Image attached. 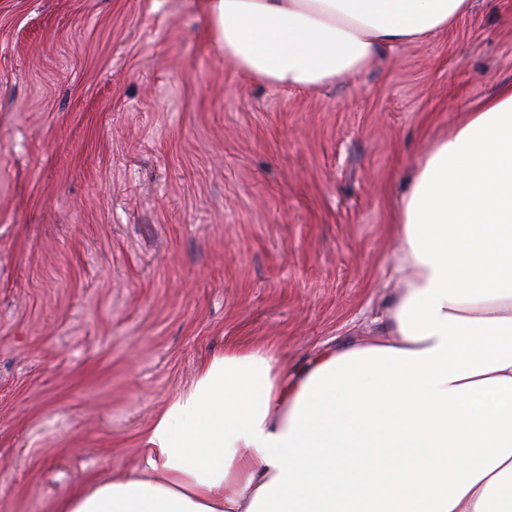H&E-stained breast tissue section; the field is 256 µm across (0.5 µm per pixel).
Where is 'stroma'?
Segmentation results:
<instances>
[{
    "mask_svg": "<svg viewBox=\"0 0 512 512\" xmlns=\"http://www.w3.org/2000/svg\"><path fill=\"white\" fill-rule=\"evenodd\" d=\"M504 84L512 0L288 92L193 0H0V512L133 471L224 351L370 335L418 161Z\"/></svg>",
    "mask_w": 512,
    "mask_h": 512,
    "instance_id": "stroma-1",
    "label": "stroma"
}]
</instances>
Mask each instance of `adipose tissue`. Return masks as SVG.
Masks as SVG:
<instances>
[{
  "label": "adipose tissue",
  "mask_w": 512,
  "mask_h": 512,
  "mask_svg": "<svg viewBox=\"0 0 512 512\" xmlns=\"http://www.w3.org/2000/svg\"><path fill=\"white\" fill-rule=\"evenodd\" d=\"M253 80L307 90L448 30L472 0H198ZM372 339L296 377L260 350L202 367L139 471L52 512H512V85L419 161Z\"/></svg>",
  "instance_id": "1"
}]
</instances>
